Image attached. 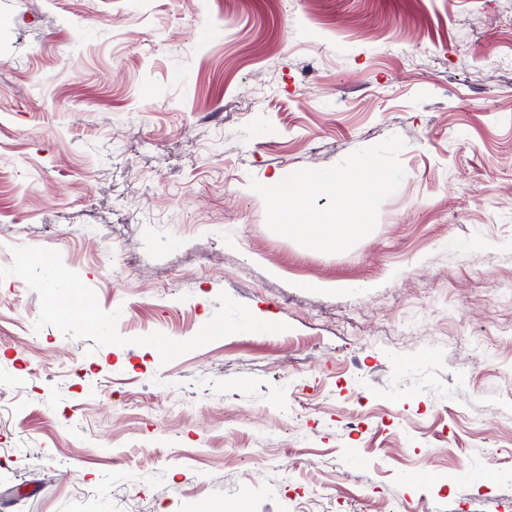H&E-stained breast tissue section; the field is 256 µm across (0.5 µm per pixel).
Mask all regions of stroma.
Here are the masks:
<instances>
[{
  "instance_id": "35a3bbf8",
  "label": "stroma",
  "mask_w": 512,
  "mask_h": 512,
  "mask_svg": "<svg viewBox=\"0 0 512 512\" xmlns=\"http://www.w3.org/2000/svg\"><path fill=\"white\" fill-rule=\"evenodd\" d=\"M392 135L351 249L267 227ZM0 250V512H512V0H0Z\"/></svg>"
}]
</instances>
